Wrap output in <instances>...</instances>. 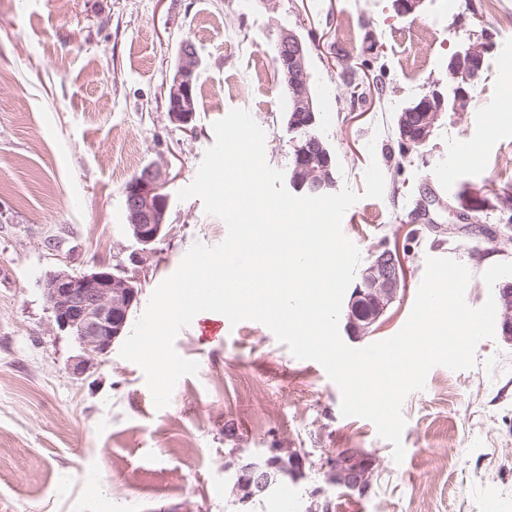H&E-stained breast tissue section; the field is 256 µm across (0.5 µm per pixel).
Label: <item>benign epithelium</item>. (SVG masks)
I'll return each instance as SVG.
<instances>
[{"instance_id": "obj_1", "label": "benign epithelium", "mask_w": 512, "mask_h": 512, "mask_svg": "<svg viewBox=\"0 0 512 512\" xmlns=\"http://www.w3.org/2000/svg\"><path fill=\"white\" fill-rule=\"evenodd\" d=\"M486 45L472 43L457 51L448 61L452 78L451 94L433 88L406 107L399 115V128L408 144L424 145L442 115L464 112L470 102V77L482 69ZM306 44L292 31H284L277 42L278 72L282 84L294 99L292 130L316 123ZM199 60L194 46L183 43L179 62L166 94L171 122L189 130L197 107L194 87ZM295 165L290 184L296 191L320 190L335 182L332 156L325 143L309 135L294 141ZM167 179L157 166H149L124 191L128 224L143 248L133 262L145 265L153 254L151 245L166 236L169 195ZM406 270L399 250L386 247L373 253L364 272L363 287L356 288L348 301L346 332L353 338L371 336L382 317L404 287ZM53 322L73 337L81 355L71 364L78 376L88 374L96 361L112 351L113 344L126 333L131 310L140 303L141 288L134 276L122 275L105 265L81 273L66 269L51 272L41 283ZM305 455L297 448H269L261 459H239L232 470V490L238 503L248 504L268 496L282 474H304ZM328 482L367 492L373 483V459L359 448H341L322 464Z\"/></svg>"}]
</instances>
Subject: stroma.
<instances>
[{"label": "stroma", "mask_w": 512, "mask_h": 512, "mask_svg": "<svg viewBox=\"0 0 512 512\" xmlns=\"http://www.w3.org/2000/svg\"><path fill=\"white\" fill-rule=\"evenodd\" d=\"M308 46L319 133L335 161V187L360 194L342 230L362 258L398 245L405 288L372 339L398 333L411 312L427 258L465 265V300L484 304L483 272L512 262L498 208L512 193V31L489 0H424L398 15L393 0H0V512H276L277 495L240 507L229 463L281 445L303 449L293 481L296 512L322 490L332 512H512V340L481 341L474 367H433L405 398L403 444L366 419L342 416L341 392L324 368L295 358L263 324L231 335L181 330L177 353L199 365L156 409L139 366L118 352L89 378L72 374L80 350L54 325L41 280L59 266L45 245L63 241L69 268L129 266L137 244L124 188L142 168L168 175L167 235L139 270L140 307L194 243L212 247L225 223L200 199L178 201L214 142L212 124L245 109L266 132V159L288 170L292 135L279 94L282 31ZM201 61L193 132L168 117L165 95L180 46ZM485 42L484 72L467 111L449 113L429 141L402 151L399 113L433 85L447 86L449 58ZM358 74L351 98L344 74ZM377 161L382 198L364 197ZM485 201L477 230L435 235L466 189ZM435 193L441 207L418 217ZM483 252L471 253L474 240ZM359 448L376 472L368 494L327 483L324 453Z\"/></svg>", "instance_id": "stroma-1"}]
</instances>
